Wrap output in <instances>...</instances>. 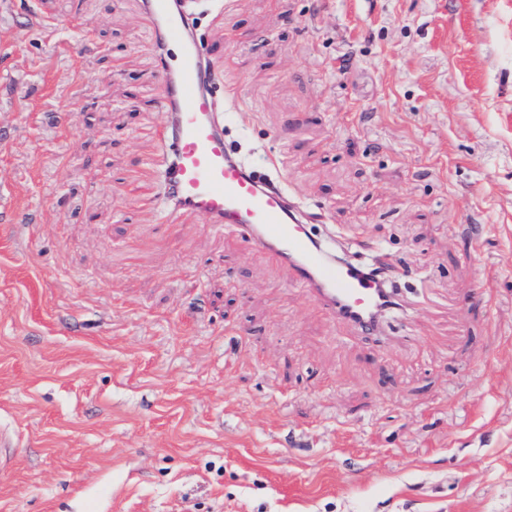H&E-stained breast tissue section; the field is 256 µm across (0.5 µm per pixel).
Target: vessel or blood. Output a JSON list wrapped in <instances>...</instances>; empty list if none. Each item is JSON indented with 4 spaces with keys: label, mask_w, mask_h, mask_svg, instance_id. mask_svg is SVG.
I'll return each instance as SVG.
<instances>
[{
    "label": "vessel or blood",
    "mask_w": 512,
    "mask_h": 512,
    "mask_svg": "<svg viewBox=\"0 0 512 512\" xmlns=\"http://www.w3.org/2000/svg\"><path fill=\"white\" fill-rule=\"evenodd\" d=\"M160 51L178 47L177 64L156 72L167 121L159 131L169 147L156 190L144 202L233 225L245 253L259 252L305 288L318 309L337 324L378 336L385 313L398 306L392 289L381 288L358 265L329 257L308 229L305 215L268 175L237 161L227 125L213 118V90L205 48L196 38L185 0H142Z\"/></svg>",
    "instance_id": "obj_1"
}]
</instances>
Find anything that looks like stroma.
I'll return each instance as SVG.
<instances>
[{"label":"stroma","instance_id":"1","mask_svg":"<svg viewBox=\"0 0 512 512\" xmlns=\"http://www.w3.org/2000/svg\"><path fill=\"white\" fill-rule=\"evenodd\" d=\"M189 9L242 159L402 308L373 343L134 204L140 0H0V512H512V0Z\"/></svg>","mask_w":512,"mask_h":512}]
</instances>
